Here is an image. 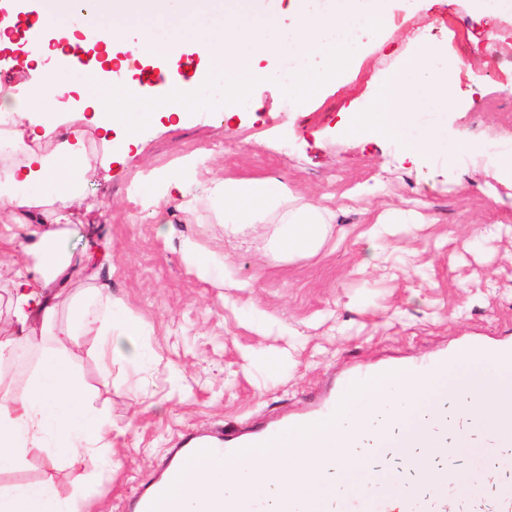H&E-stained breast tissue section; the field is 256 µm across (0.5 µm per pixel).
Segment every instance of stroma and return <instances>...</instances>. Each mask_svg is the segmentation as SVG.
I'll list each match as a JSON object with an SVG mask.
<instances>
[{"label": "stroma", "instance_id": "1", "mask_svg": "<svg viewBox=\"0 0 512 512\" xmlns=\"http://www.w3.org/2000/svg\"><path fill=\"white\" fill-rule=\"evenodd\" d=\"M391 13L383 37H365L361 55L312 100L259 82L231 117L200 106L178 128L161 118L133 148L123 129L103 135L83 104L60 110V122L84 126L88 161L69 223L20 229L0 210V338L12 331L7 286L48 232L74 260L106 253L97 283L138 333L114 323L111 373L92 342L74 359L112 424L111 469L61 464L35 448L23 467L0 471V487L49 480L87 512H133L186 435L313 412L362 367L512 343V185L494 180L482 155L412 161L400 142L343 132L422 35L449 63L466 64L454 102L420 110L412 135L436 123L449 139L493 137L512 151V41L503 38L512 16L477 12L470 0H392ZM25 58L22 40L0 48V86L19 96L39 78ZM188 157L191 175L168 188ZM267 177L334 212L314 255H282L275 216L235 234L225 226L215 187ZM459 182L466 191H455ZM393 208L418 212L420 223L398 228L376 264L361 268L364 232ZM197 251L211 259L206 271Z\"/></svg>", "mask_w": 512, "mask_h": 512}]
</instances>
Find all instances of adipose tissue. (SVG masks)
<instances>
[{
    "label": "adipose tissue",
    "mask_w": 512,
    "mask_h": 512,
    "mask_svg": "<svg viewBox=\"0 0 512 512\" xmlns=\"http://www.w3.org/2000/svg\"><path fill=\"white\" fill-rule=\"evenodd\" d=\"M32 0L37 28L53 38L86 32L91 42L177 67L183 54L195 50L203 61L192 78H176L165 94L129 81L117 73L83 71L92 87L89 103L103 129L125 128L129 139L150 125L157 114L176 122L197 107L203 91L219 84L215 111L224 112L246 97L253 84L279 83L283 93L300 99L317 96L357 56L364 34L384 32L389 25L386 0H224V16L216 18L207 0ZM65 65L45 67L40 81L19 100L0 94V112L15 113L22 126L16 149L23 160L0 187V209L27 217L49 213L62 223L66 205L80 182L85 132L68 129L48 160L36 142L58 124V101L72 89ZM456 92L455 69L443 61L434 44H421L405 67L381 86L367 111L350 118V138L401 139L408 156L443 155L456 159L472 152L469 141H449L441 126L407 138L415 105L424 101L447 108ZM225 224H261L282 211L288 229L281 251L288 256L315 254L331 217L327 208L309 203L293 207L287 185L268 179H228L218 188ZM36 261L18 269L11 281L13 333L0 339V364L11 362L18 346L36 337H54L56 348H43L38 369L23 392L0 399V470L24 464L30 448L50 449L65 463L96 465L112 427L93 410L73 356L87 336L97 338L96 355L103 371H111L117 351L112 342V306L100 289L89 285L71 297L66 318H58L52 291L57 284L86 275L53 238L33 246ZM0 512H80L76 503L60 499L51 482L19 483L0 489Z\"/></svg>",
    "instance_id": "1"
}]
</instances>
